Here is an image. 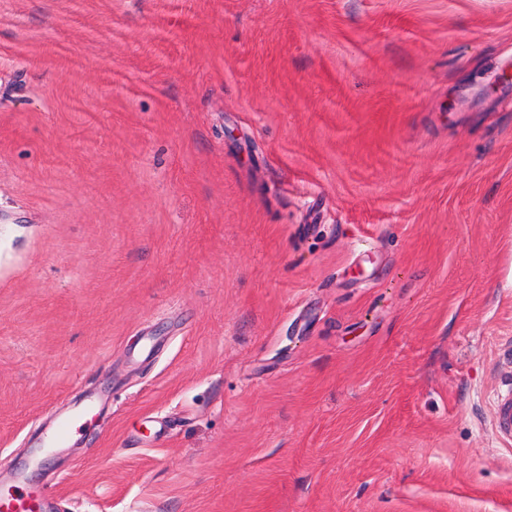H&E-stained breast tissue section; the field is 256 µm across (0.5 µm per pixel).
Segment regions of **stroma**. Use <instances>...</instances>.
Listing matches in <instances>:
<instances>
[{"label": "stroma", "mask_w": 512, "mask_h": 512, "mask_svg": "<svg viewBox=\"0 0 512 512\" xmlns=\"http://www.w3.org/2000/svg\"><path fill=\"white\" fill-rule=\"evenodd\" d=\"M506 70L512 0H0V492L512 512Z\"/></svg>", "instance_id": "1"}]
</instances>
